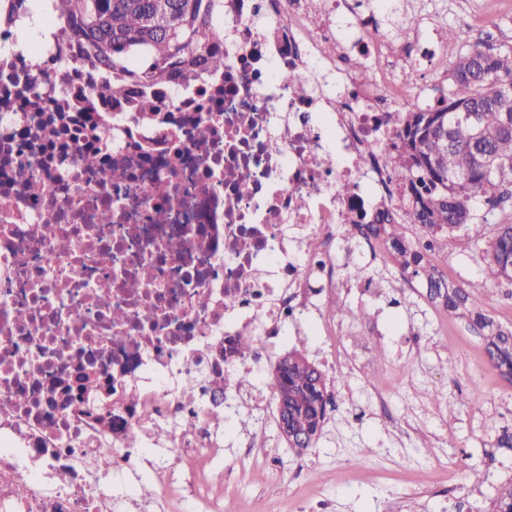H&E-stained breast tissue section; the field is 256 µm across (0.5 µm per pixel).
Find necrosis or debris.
<instances>
[{
  "instance_id": "necrosis-or-debris-1",
  "label": "necrosis or debris",
  "mask_w": 512,
  "mask_h": 512,
  "mask_svg": "<svg viewBox=\"0 0 512 512\" xmlns=\"http://www.w3.org/2000/svg\"><path fill=\"white\" fill-rule=\"evenodd\" d=\"M342 7L358 4L224 0L223 71L143 84L102 78L54 19L27 27L31 4L0 0V512H112L102 448L121 459L154 434L89 419L103 382L169 427L161 468L217 454L210 381L233 387L245 360L218 349L255 333L260 368L310 270L338 285L339 225L405 211L380 119L435 57L431 22L396 43L372 14L343 33Z\"/></svg>"
}]
</instances>
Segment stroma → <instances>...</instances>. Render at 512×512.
I'll list each match as a JSON object with an SVG mask.
<instances>
[{
    "label": "stroma",
    "mask_w": 512,
    "mask_h": 512,
    "mask_svg": "<svg viewBox=\"0 0 512 512\" xmlns=\"http://www.w3.org/2000/svg\"><path fill=\"white\" fill-rule=\"evenodd\" d=\"M438 30L454 29L448 54L419 79L428 97L446 93L456 58L476 44L512 47V0L498 12L486 0H417ZM488 236L476 227L440 243L427 258L449 280L480 293L484 310L512 324V284L485 286L479 251ZM342 292L312 279V305L288 319L260 372L237 371V394L224 401L213 429L222 452L167 472L164 497L148 462L167 456L165 446L139 448L136 470L113 473L115 512H484L491 488L512 480V449L498 437L512 430V384L488 370L481 339L463 320L435 306L420 280H404L392 261L371 258L340 238ZM373 280L361 295L354 266ZM359 310L342 320L333 304ZM318 365L333 341L350 353L347 368L331 373L333 403L315 445L289 448L277 428L271 372L297 338ZM248 426H240L241 417ZM485 485L473 486L471 468ZM456 485L453 497L439 490Z\"/></svg>",
    "instance_id": "obj_1"
}]
</instances>
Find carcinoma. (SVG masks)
<instances>
[{"mask_svg": "<svg viewBox=\"0 0 512 512\" xmlns=\"http://www.w3.org/2000/svg\"><path fill=\"white\" fill-rule=\"evenodd\" d=\"M62 32L82 56L93 60L102 77L113 74L139 82L175 76L195 80L204 70L224 68V54L213 48L215 23L224 17V0H42ZM452 89L434 103L400 116V145L385 165L404 187L408 216L428 240L408 241L401 223L353 224V234L368 230L387 246L401 276L419 279L428 299L462 317L485 342L489 361L512 382V329L482 309V298L448 281L426 258L434 243L455 237L472 225L491 233L482 251L485 283H512V222L496 207L512 196V49L473 48L460 54L451 71ZM471 112L481 128L476 138L468 122L437 125L443 112ZM285 373L270 381L287 402L288 425L314 445L326 421L329 382L307 353L285 354ZM488 512H512V482L493 488Z\"/></svg>", "mask_w": 512, "mask_h": 512, "instance_id": "1", "label": "carcinoma"}]
</instances>
